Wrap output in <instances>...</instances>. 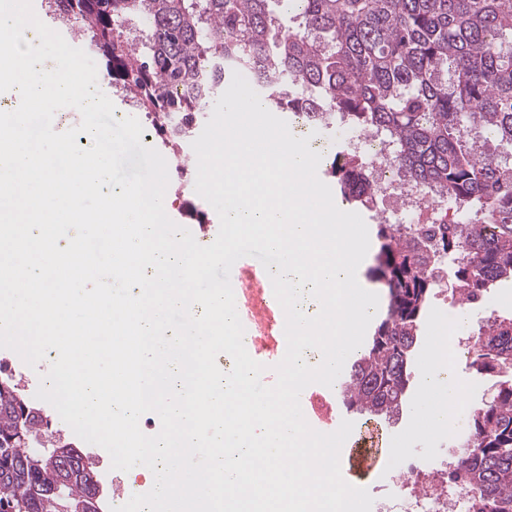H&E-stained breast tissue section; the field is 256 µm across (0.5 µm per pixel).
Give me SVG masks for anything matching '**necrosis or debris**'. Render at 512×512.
Here are the masks:
<instances>
[{
    "mask_svg": "<svg viewBox=\"0 0 512 512\" xmlns=\"http://www.w3.org/2000/svg\"><path fill=\"white\" fill-rule=\"evenodd\" d=\"M210 118L200 112L192 122H185L183 113H173L164 128L147 123L152 136L175 151L179 164L170 172V179L181 181L196 174L195 152L192 148L195 133L203 129ZM347 148L357 153L367 171L373 193L368 210L378 216L393 212L405 220L407 227L419 224L459 222L460 217L447 201L427 187L408 182L390 163V146L380 134L366 130L352 134ZM474 341V333L458 322L438 319L434 332V368L448 375L453 362L461 360ZM456 428H449L442 439V450L436 466L417 464L388 480L386 491L375 497L371 512H469L463 491L448 482V473L456 464Z\"/></svg>",
    "mask_w": 512,
    "mask_h": 512,
    "instance_id": "obj_1",
    "label": "necrosis or debris"
}]
</instances>
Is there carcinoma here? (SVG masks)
Masks as SVG:
<instances>
[{
	"label": "carcinoma",
	"mask_w": 512,
	"mask_h": 512,
	"mask_svg": "<svg viewBox=\"0 0 512 512\" xmlns=\"http://www.w3.org/2000/svg\"><path fill=\"white\" fill-rule=\"evenodd\" d=\"M298 21L282 24L280 12ZM50 18L81 23L103 72L156 119L202 112L234 72L293 123L321 104L329 122L373 130L393 143L391 162L440 198L468 208L435 243L376 228L372 270L385 311L339 382L346 411L400 412L412 378L420 321L453 263V292L475 303L512 278V0H50ZM336 187L348 201L368 190L356 160L336 153ZM469 368L512 372V320L477 329ZM43 410L0 378V510L76 512L95 462L77 455L64 472L35 450ZM448 480L477 512H512V379L476 407Z\"/></svg>",
	"instance_id": "cac0c4a2"
}]
</instances>
